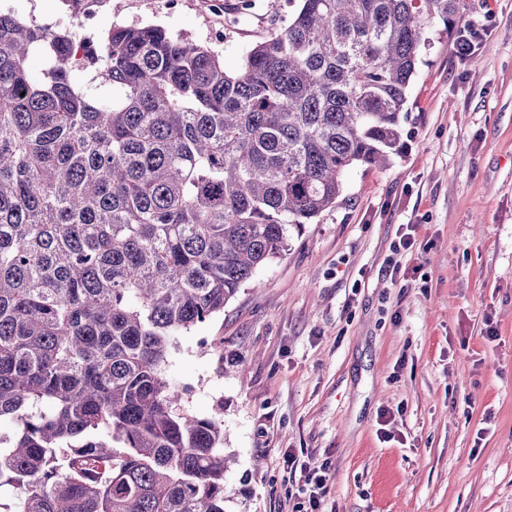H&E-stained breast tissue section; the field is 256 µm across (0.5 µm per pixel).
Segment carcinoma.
Returning <instances> with one entry per match:
<instances>
[{"label": "carcinoma", "mask_w": 512, "mask_h": 512, "mask_svg": "<svg viewBox=\"0 0 512 512\" xmlns=\"http://www.w3.org/2000/svg\"><path fill=\"white\" fill-rule=\"evenodd\" d=\"M465 11L299 0L236 72L160 25L0 12V512H224L221 411L179 408L170 345L401 153L424 31Z\"/></svg>", "instance_id": "obj_1"}]
</instances>
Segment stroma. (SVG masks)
Segmentation results:
<instances>
[{"label": "stroma", "mask_w": 512, "mask_h": 512, "mask_svg": "<svg viewBox=\"0 0 512 512\" xmlns=\"http://www.w3.org/2000/svg\"><path fill=\"white\" fill-rule=\"evenodd\" d=\"M471 4L468 22L491 34L463 64L443 24L427 28L401 154L349 169L334 207L172 343L164 373L182 409H223L225 512H296L290 451L327 462L334 512H512V0ZM76 7L0 0L39 23ZM295 9L97 0L94 29L157 24L205 43L220 28L233 72ZM405 224L427 250L400 254L393 278Z\"/></svg>", "instance_id": "35a3bbf8"}]
</instances>
